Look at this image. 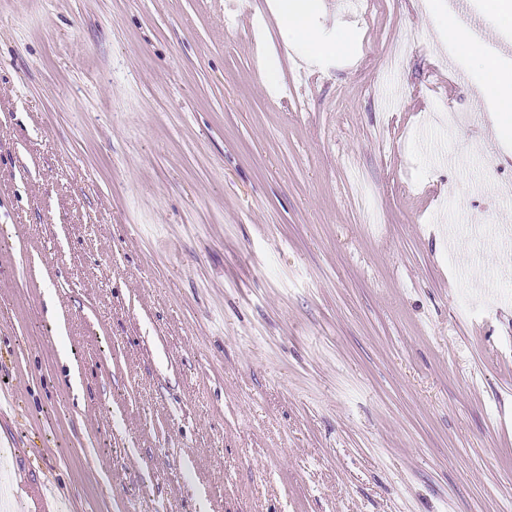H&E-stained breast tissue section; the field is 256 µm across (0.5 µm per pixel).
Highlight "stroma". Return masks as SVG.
<instances>
[{
    "label": "stroma",
    "instance_id": "stroma-1",
    "mask_svg": "<svg viewBox=\"0 0 512 512\" xmlns=\"http://www.w3.org/2000/svg\"><path fill=\"white\" fill-rule=\"evenodd\" d=\"M314 2L308 84L285 0H0V428L80 512H512V132L449 0Z\"/></svg>",
    "mask_w": 512,
    "mask_h": 512
}]
</instances>
